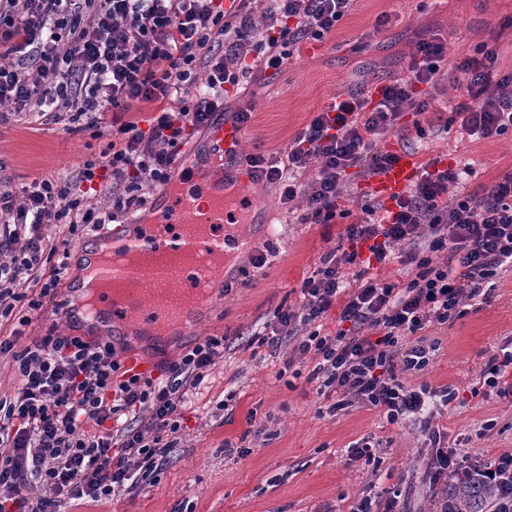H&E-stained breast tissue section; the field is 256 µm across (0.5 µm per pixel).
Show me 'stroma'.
<instances>
[{
  "label": "stroma",
  "instance_id": "1",
  "mask_svg": "<svg viewBox=\"0 0 512 512\" xmlns=\"http://www.w3.org/2000/svg\"><path fill=\"white\" fill-rule=\"evenodd\" d=\"M448 40V59L430 90L427 112H399L395 126L372 142L375 152H409L440 167H470L461 184L474 192L512 170V133L473 141L454 119L449 103L467 99L468 76L459 63L481 44L494 46L499 68L512 71V0H353L348 14L323 40H304L278 72L256 70L229 91L227 112L249 108L241 157L285 156L289 144L316 112L345 93L374 90L404 77L419 36ZM111 113L97 130L70 134L64 121L34 113L0 121V189L20 191L38 176L73 172L100 156L111 137ZM368 179L352 168L342 184L348 216L331 224H302L306 201L283 199L281 184L260 183L255 194L273 237L256 236L263 267L242 262L239 279L189 335L155 351L148 374L208 336L224 339V357L212 368L204 401L184 411L178 445L154 483L94 501L52 498L36 486L32 499H52L55 512H348L369 489L398 493L400 512H434L424 477L431 445L420 425L390 424L375 408L329 414V399L310 374L315 359L294 357L308 326L278 345L262 342L264 325L278 306H299L301 286L321 255L335 249L347 225L363 218L374 200ZM437 351L424 375H403L451 387L454 400L432 424L469 459L491 461L512 451V397L472 396L491 356L512 339V268L500 270L490 303H466L461 316L423 331ZM379 441L377 461L348 463L350 445Z\"/></svg>",
  "mask_w": 512,
  "mask_h": 512
}]
</instances>
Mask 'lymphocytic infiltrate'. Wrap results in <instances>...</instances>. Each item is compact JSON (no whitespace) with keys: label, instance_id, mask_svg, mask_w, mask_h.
<instances>
[{"label":"lymphocytic infiltrate","instance_id":"obj_1","mask_svg":"<svg viewBox=\"0 0 512 512\" xmlns=\"http://www.w3.org/2000/svg\"><path fill=\"white\" fill-rule=\"evenodd\" d=\"M0 0V56L26 53L27 64L0 66V105L67 115L69 132L98 128L103 113H115L112 139L101 157L83 161L76 174L34 178L20 192L0 191V315L30 325L46 304L66 307L60 286L68 248L79 237L120 223L167 184L188 131L204 128L222 111L229 90L252 66L279 69L288 45L322 40L347 14L352 0H273L271 23L258 28L252 0ZM448 43L438 35L420 39L409 75L382 85L377 101L349 93L317 112L288 146L286 158L251 157L265 179L281 183L285 200L298 194L299 178L316 168L306 195L304 224H329L341 207L348 169L379 174L391 152L370 153L373 136L392 129L403 108L427 111L418 85L434 86ZM468 102L452 105L464 131L492 140L512 131V72L497 69V53L481 47L463 59ZM155 107L140 128L135 104ZM459 168L422 171L414 192L396 211L370 208L349 225L347 246L319 258L304 278L299 308H278L270 336L290 334L296 323L324 320L340 307L351 331H312L296 347L314 356L311 377L319 394L333 396L330 412L369 407L392 424L414 416L429 434L426 467L430 488L455 477L497 486L494 512H512V452L480 463L459 457L432 426L433 410L453 393L423 383L405 385L400 375L430 363L423 343L404 338L427 325L453 321L461 306L494 290L502 267H512V171L469 194L454 193ZM104 187H95V180ZM107 193L109 208L97 206ZM426 240L428 255L398 245ZM375 262L400 258L412 268L405 286L374 277L348 289L344 265L356 263L361 245ZM436 252L446 261L433 260ZM0 338V355L12 354L19 383L0 398V512H49L50 503L31 501L32 483L72 499L98 500L125 484L152 483L162 470L180 418L195 404L211 366L224 353V339L206 337L170 363L157 380L123 369L111 343L48 331L22 352ZM148 413L146 424L127 422Z\"/></svg>","mask_w":512,"mask_h":512}]
</instances>
